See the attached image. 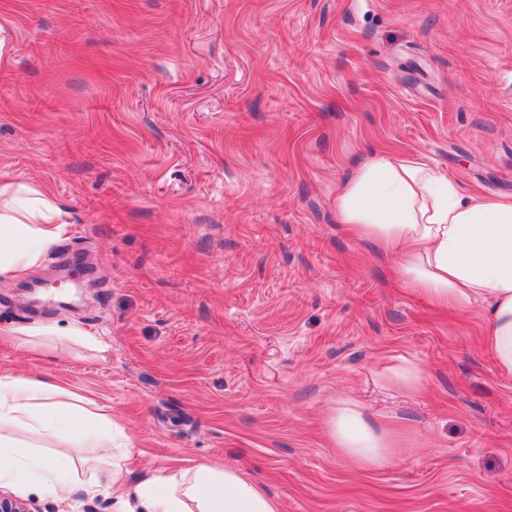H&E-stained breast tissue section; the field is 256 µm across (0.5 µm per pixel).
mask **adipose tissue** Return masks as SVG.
<instances>
[{
    "mask_svg": "<svg viewBox=\"0 0 512 512\" xmlns=\"http://www.w3.org/2000/svg\"><path fill=\"white\" fill-rule=\"evenodd\" d=\"M340 223L394 258L402 283L439 307L489 312L484 343L500 372L512 375V199L462 193L455 180L426 162L384 154L365 162L336 195ZM63 209L48 187L0 183V281L40 266L67 236ZM63 438L72 453L50 457L14 439ZM331 437L359 468L387 467L402 444L388 425L337 407ZM109 441L107 482L121 489L130 442L106 406L42 380L0 373V485L28 483L59 498L82 490V449ZM121 512H278L277 500L239 471L206 464L156 472L121 499Z\"/></svg>",
    "mask_w": 512,
    "mask_h": 512,
    "instance_id": "ef3b65f1",
    "label": "adipose tissue"
}]
</instances>
